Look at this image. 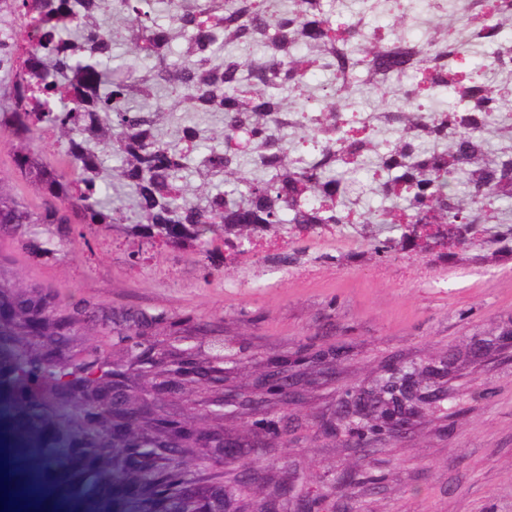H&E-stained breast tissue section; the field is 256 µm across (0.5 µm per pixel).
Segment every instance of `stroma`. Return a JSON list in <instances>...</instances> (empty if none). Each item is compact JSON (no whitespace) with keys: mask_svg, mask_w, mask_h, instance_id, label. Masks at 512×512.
<instances>
[{"mask_svg":"<svg viewBox=\"0 0 512 512\" xmlns=\"http://www.w3.org/2000/svg\"><path fill=\"white\" fill-rule=\"evenodd\" d=\"M0 141V184L30 205L45 189ZM78 224L0 232V278L49 288L59 306L89 305L73 354L112 364L131 349L190 358L193 381L160 394L168 418L230 441L253 504L291 512H512V253L495 225L439 251L376 256L343 227L246 253L207 277L204 256ZM24 239L42 254L16 248ZM18 329H0V426L38 435L41 495L77 512H150L148 495L111 455L69 425L66 407L20 372L39 356ZM456 365H449V356ZM427 369L422 399L398 430L342 426L376 379Z\"/></svg>","mask_w":512,"mask_h":512,"instance_id":"obj_1","label":"stroma"}]
</instances>
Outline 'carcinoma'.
<instances>
[{
  "instance_id": "carcinoma-1",
  "label": "carcinoma",
  "mask_w": 512,
  "mask_h": 512,
  "mask_svg": "<svg viewBox=\"0 0 512 512\" xmlns=\"http://www.w3.org/2000/svg\"><path fill=\"white\" fill-rule=\"evenodd\" d=\"M166 0L177 20L164 26L151 0H0L23 20L26 57L0 40V69L13 74L10 102L0 107V136L24 137L43 129L66 134V166L25 155L22 172L34 170L52 186L39 211L0 189V228L9 224H128L152 244L195 247L206 257L224 248L243 253L244 242L284 239L322 227L359 224L375 253L395 248L376 227L394 225L416 245L412 229L433 224L436 236L461 243L484 224H509L512 206V27L508 0H468L465 36L438 27L423 42L393 38L388 28L359 17L334 20L328 0H290L277 15L271 0ZM127 23L105 29L106 12ZM119 44L154 66L138 70L114 64ZM240 46L257 48L242 56ZM491 48L489 66L501 75L485 81V64L468 59L475 47ZM329 72L322 103L311 100L308 78ZM171 105H152L159 82ZM375 98L373 111L392 139L382 140L360 112L348 113L359 86ZM448 96L442 111L430 101ZM222 112L224 129L211 135L195 124L179 129V146L159 138L168 113ZM497 131L489 147L483 132ZM217 145H207L211 140ZM102 147L117 159L107 174ZM250 158L260 172L243 170ZM362 176L389 205L369 209L352 198ZM132 191V215L109 193L111 182ZM222 230L221 245L210 237ZM24 309L55 308L50 345L70 347L79 308L64 313L51 293L20 295ZM67 373H99L112 380L125 413L137 421L140 439L155 452L139 483L181 509L185 471L176 460V422L141 418L143 401L125 397L142 371L130 362L109 366L98 357L65 362ZM367 422L389 423L409 400L404 385L379 380L368 391ZM69 422L81 435L102 438L100 415L72 405ZM226 512L247 509L246 487L224 483Z\"/></svg>"
}]
</instances>
